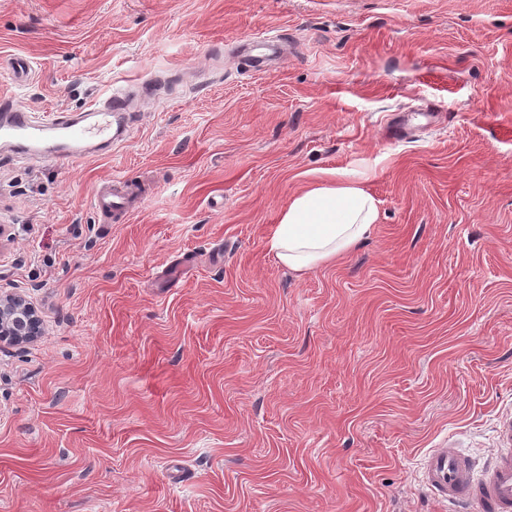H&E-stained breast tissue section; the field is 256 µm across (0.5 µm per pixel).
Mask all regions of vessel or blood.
<instances>
[{"label":"vessel or blood","instance_id":"1","mask_svg":"<svg viewBox=\"0 0 512 512\" xmlns=\"http://www.w3.org/2000/svg\"><path fill=\"white\" fill-rule=\"evenodd\" d=\"M128 101L121 91L111 92L88 111L59 116L51 123L35 118L12 98L0 99V153L11 158H67L80 160L122 140L130 119ZM146 193L143 184L116 178L95 195L105 219L126 221ZM507 447L497 449L491 462L476 469L471 459L456 448H434L422 463L424 487L443 503L467 512H512V426L505 429Z\"/></svg>","mask_w":512,"mask_h":512}]
</instances>
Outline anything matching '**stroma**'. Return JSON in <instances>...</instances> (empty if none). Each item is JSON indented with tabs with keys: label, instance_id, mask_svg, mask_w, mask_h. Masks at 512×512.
Here are the masks:
<instances>
[{
	"label": "stroma",
	"instance_id": "obj_1",
	"mask_svg": "<svg viewBox=\"0 0 512 512\" xmlns=\"http://www.w3.org/2000/svg\"><path fill=\"white\" fill-rule=\"evenodd\" d=\"M118 88L125 140L0 158V294L42 329L0 343V512H449L425 451L512 421V0H0V97ZM339 172L378 224L288 268L276 224ZM146 193L143 184L122 177L112 179L98 190L94 200L105 219L120 224L131 216L134 206L143 201Z\"/></svg>",
	"mask_w": 512,
	"mask_h": 512
}]
</instances>
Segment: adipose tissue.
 I'll return each instance as SVG.
<instances>
[{
    "mask_svg": "<svg viewBox=\"0 0 512 512\" xmlns=\"http://www.w3.org/2000/svg\"><path fill=\"white\" fill-rule=\"evenodd\" d=\"M378 221L374 197L357 183H316L290 201L270 246L294 270L349 252Z\"/></svg>",
    "mask_w": 512,
    "mask_h": 512,
    "instance_id": "1",
    "label": "adipose tissue"
}]
</instances>
